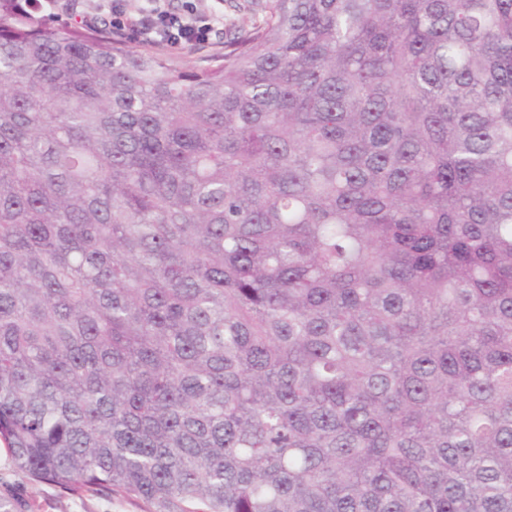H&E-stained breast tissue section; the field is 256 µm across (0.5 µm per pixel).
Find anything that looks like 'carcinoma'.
<instances>
[{"label": "carcinoma", "instance_id": "cac0c4a2", "mask_svg": "<svg viewBox=\"0 0 512 512\" xmlns=\"http://www.w3.org/2000/svg\"><path fill=\"white\" fill-rule=\"evenodd\" d=\"M0 445L147 512H512V0L206 58L0 0Z\"/></svg>", "mask_w": 512, "mask_h": 512}]
</instances>
